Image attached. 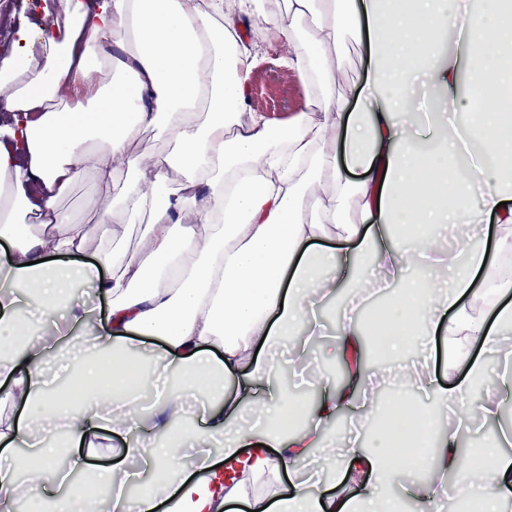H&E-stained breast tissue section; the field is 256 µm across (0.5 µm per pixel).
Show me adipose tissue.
I'll list each match as a JSON object with an SVG mask.
<instances>
[{"label": "adipose tissue", "instance_id": "adipose-tissue-1", "mask_svg": "<svg viewBox=\"0 0 512 512\" xmlns=\"http://www.w3.org/2000/svg\"><path fill=\"white\" fill-rule=\"evenodd\" d=\"M51 24L26 54L0 61L9 123L0 124V512H12L20 476L14 444L29 438L39 474L28 512H102L74 490L84 455L104 428L124 435L120 460L90 475L120 506L129 485L137 512H401L392 493L395 451L426 433L425 464L436 482L409 488L417 512L448 493L460 469L459 433L434 414L391 405L387 442L357 437L327 457L338 491L284 479L327 447L346 408L361 409L372 387L363 368V328L343 315L326 333L315 314L350 274L383 270L401 293L371 331L379 349H411L415 337L479 343L462 353L491 391L479 412L497 419L498 383L512 378V280L489 248L512 249V0H481L451 12L446 0H288L293 18L314 17L321 44L352 37L370 69L355 100L334 97L333 70L268 12L272 34L292 46L287 63L309 83L317 114L272 129L255 116L232 131L256 56L237 34L258 0H43ZM454 50L434 64L446 29ZM438 89L448 135L440 151L418 144L405 104L418 76ZM500 89L495 106L468 122L474 98ZM102 91L97 106L85 104ZM154 128L162 150L143 159L129 145ZM146 168L147 184H119V165ZM181 176L171 184L170 172ZM90 179V211L74 216L62 199ZM147 214L138 248L115 255L112 217ZM494 221L492 242L471 243L467 227ZM101 229L94 264L78 262L89 225ZM460 228L459 253L435 250L436 230ZM483 277L485 290L474 289ZM93 297L77 303L75 290ZM106 301V313L97 304ZM281 345L300 365L308 351L343 361L344 385L318 392L313 411L280 397L265 426L244 425L240 391L272 384L262 359ZM76 349L67 387L48 376L61 349ZM163 439L139 447L132 433L144 396ZM200 396L201 428L176 424L172 402ZM512 434L482 450L488 460L471 493L501 512L512 488Z\"/></svg>", "mask_w": 512, "mask_h": 512}]
</instances>
